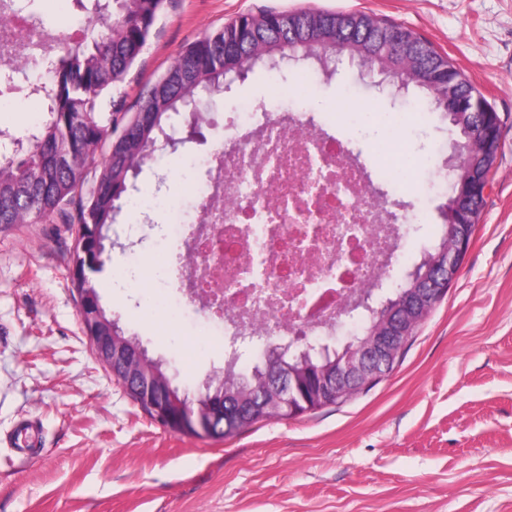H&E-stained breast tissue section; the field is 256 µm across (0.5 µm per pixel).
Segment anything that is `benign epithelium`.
Returning <instances> with one entry per match:
<instances>
[{
  "instance_id": "benign-epithelium-1",
  "label": "benign epithelium",
  "mask_w": 512,
  "mask_h": 512,
  "mask_svg": "<svg viewBox=\"0 0 512 512\" xmlns=\"http://www.w3.org/2000/svg\"><path fill=\"white\" fill-rule=\"evenodd\" d=\"M336 49L356 61L360 68L371 71L366 66L368 54L363 47L338 44ZM381 62L386 69L398 73L400 85L413 83L423 89L436 106L448 111L450 122L465 121L467 114L451 107V88L435 79L436 70L409 48L401 30L394 29L388 33ZM188 111V131L195 137L200 134L203 122L199 101H190ZM471 121L476 131L454 153L448 165V173L455 176L458 190L448 199L445 209L450 217L454 218L459 213L463 219L457 224L456 230L442 240L434 260L420 272L408 290L384 304L385 312L372 323L359 357L355 359L345 354L336 358V376L322 379L312 399L299 395L291 387L288 373L283 371L284 358L299 344L303 345V349L292 355L299 362L306 360L312 352L329 351V345L316 337L294 335L285 344L265 348L266 371L274 373V381L269 388V403L261 402L253 410L269 408L275 402L295 418L329 403L347 390L357 391L367 386L378 378L377 371L373 369L375 362L398 358L413 324L426 314L434 299L444 292L456 276L480 220V202L491 189V177L501 147L500 117L496 112H474ZM79 316L97 360L125 387L135 403L152 410L156 422L181 432H202L208 436L219 434L220 429L215 424L223 414L213 405L211 391L221 387L224 379L217 374L210 376L195 397H181L180 413L172 418L153 405L149 381L145 379L148 375L168 382V377L160 370L161 363L149 358L136 340L124 336L114 320L89 315L83 306L79 308Z\"/></svg>"
}]
</instances>
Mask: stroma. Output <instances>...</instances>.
I'll return each instance as SVG.
<instances>
[{
    "label": "stroma",
    "instance_id": "1",
    "mask_svg": "<svg viewBox=\"0 0 512 512\" xmlns=\"http://www.w3.org/2000/svg\"><path fill=\"white\" fill-rule=\"evenodd\" d=\"M300 9L363 11L413 31L498 113L493 188L456 279L373 387L212 438L152 420L96 360L71 276L75 225L0 224V512H512V0H167L126 77L123 107L135 110L147 84L236 16ZM305 71L314 82L300 123L343 140L398 217V248L375 282L378 304L443 233L452 127L416 87H376L355 65L257 64L205 100L202 139L185 141L175 118L171 143L157 142L142 166L138 192L172 196L186 157L231 149L242 134L233 124L239 104L286 115L280 86ZM8 97L0 130L26 137L34 117L24 77ZM373 103L392 123L336 120L335 108ZM396 136L412 159L411 179L431 188L424 199L373 167ZM108 235L95 276L102 303L181 388L196 394L233 356L242 370L262 363L261 346L234 355L223 337L201 335L186 280L160 270L138 278L160 252L184 248L165 213L122 206ZM26 421L38 446L23 457L10 436Z\"/></svg>",
    "mask_w": 512,
    "mask_h": 512
}]
</instances>
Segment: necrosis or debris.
<instances>
[{"label": "necrosis or debris", "mask_w": 512, "mask_h": 512, "mask_svg": "<svg viewBox=\"0 0 512 512\" xmlns=\"http://www.w3.org/2000/svg\"><path fill=\"white\" fill-rule=\"evenodd\" d=\"M19 32L12 24L0 28V40L11 42L1 65L50 51L49 29L31 40ZM238 114L241 124L255 125V135L224 152L207 179L188 169L184 201L162 204L177 236L196 232L192 262L169 257L163 268L189 277L208 312L205 332L220 325L228 336L319 334L335 325L340 304L354 302L383 270L396 240L389 211L373 202L365 169L337 137L295 132L277 117L255 122L247 103ZM187 202L198 214L191 225L181 215ZM216 295L224 300L220 314Z\"/></svg>", "instance_id": "necrosis-or-debris-1"}]
</instances>
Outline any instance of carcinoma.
<instances>
[{"label": "carcinoma", "mask_w": 512, "mask_h": 512, "mask_svg": "<svg viewBox=\"0 0 512 512\" xmlns=\"http://www.w3.org/2000/svg\"><path fill=\"white\" fill-rule=\"evenodd\" d=\"M116 2L125 7L115 18L98 17V26L85 32L83 39L42 60L48 79L37 86V92L45 117L21 141L23 153H0V224L58 217L65 224L84 225L83 243L76 246L75 267L90 287L93 283L89 275L99 272L104 264L105 248L96 229L112 224L116 201L126 193L129 179L138 175L159 136L166 134L171 114L186 111V103L201 94L224 92V58L236 67L234 74L243 77L257 64L253 55L259 44L275 48L286 45L301 57L312 48L313 29L335 24L338 16V12L329 10L242 14L192 44L166 71L169 80L163 91L165 107L157 104L156 86L141 94L136 113H151L153 119L144 130L142 146L124 148L115 135L129 118L115 103L114 95L121 94L127 73L146 47L165 0ZM389 27L393 24L377 18L367 30L342 29L340 41H365L368 63L375 70L381 58L375 40ZM448 77L456 83L465 102L483 98L451 64ZM104 145L123 152L122 159L117 162L107 156L99 177L91 181L78 159L89 157ZM31 151L40 154L43 162L40 169L28 173L24 153ZM328 363L321 356H313L307 368H295L301 386L312 385ZM214 398L232 413L225 437L265 419L258 412L233 414L236 406L247 405L249 399L242 391L241 373L231 363L224 369V387Z\"/></svg>", "instance_id": "carcinoma-1"}]
</instances>
